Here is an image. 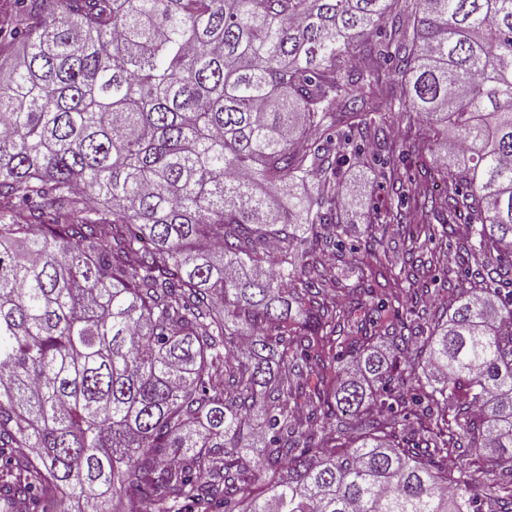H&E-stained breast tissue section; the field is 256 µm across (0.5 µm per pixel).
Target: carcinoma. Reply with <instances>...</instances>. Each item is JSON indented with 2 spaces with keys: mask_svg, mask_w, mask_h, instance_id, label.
Wrapping results in <instances>:
<instances>
[{
  "mask_svg": "<svg viewBox=\"0 0 512 512\" xmlns=\"http://www.w3.org/2000/svg\"><path fill=\"white\" fill-rule=\"evenodd\" d=\"M18 45L0 512H512V0H0ZM381 100L433 140H388ZM366 141L399 184L370 234L404 156L446 196L338 303ZM462 210L471 288L417 324L409 268ZM455 443L508 474L493 497Z\"/></svg>",
  "mask_w": 512,
  "mask_h": 512,
  "instance_id": "obj_1",
  "label": "carcinoma"
}]
</instances>
